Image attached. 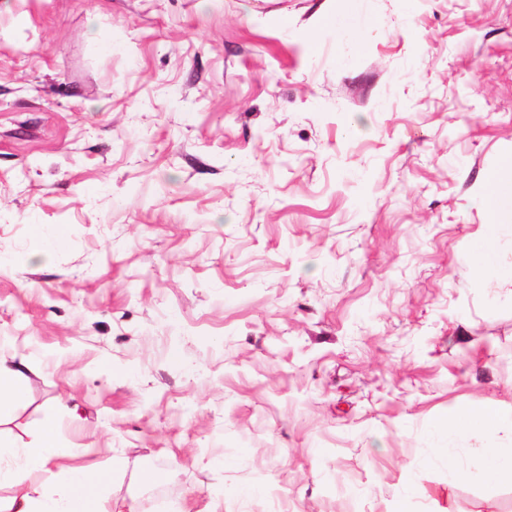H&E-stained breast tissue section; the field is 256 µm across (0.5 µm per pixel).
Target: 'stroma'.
I'll list each match as a JSON object with an SVG mask.
<instances>
[{"label": "stroma", "mask_w": 512, "mask_h": 512, "mask_svg": "<svg viewBox=\"0 0 512 512\" xmlns=\"http://www.w3.org/2000/svg\"><path fill=\"white\" fill-rule=\"evenodd\" d=\"M510 163L512 0H0V434L126 512H512L437 429L512 407ZM509 175L494 173L488 176L489 189L483 195L481 204L489 217L493 229L510 226L512 222V171ZM468 259L485 279H498L505 272L494 230L488 233L470 252ZM22 363H15L0 356V421L9 417L25 394Z\"/></svg>", "instance_id": "1"}]
</instances>
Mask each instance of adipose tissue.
I'll return each mask as SVG.
<instances>
[{
	"mask_svg": "<svg viewBox=\"0 0 512 512\" xmlns=\"http://www.w3.org/2000/svg\"><path fill=\"white\" fill-rule=\"evenodd\" d=\"M489 188L481 204L491 219L493 230L470 252L468 259L478 273L487 279L499 278L505 271L496 228L512 224V174L494 173L488 177ZM25 394L22 364L0 357V420L9 417ZM449 439H457L475 431L512 432V408L501 405H461L442 419ZM57 418L49 416L21 446L0 436V451L16 448L23 464L8 472L6 479L13 492L0 498V512H119L105 496L97 495L103 485L100 473L78 465L80 449L60 448L57 439ZM73 458L74 463L62 470L61 477H49L41 486H31L27 472L47 468L60 456ZM476 478L508 479L512 481V455L503 449L483 447L473 466L448 471L449 483Z\"/></svg>",
	"mask_w": 512,
	"mask_h": 512,
	"instance_id": "obj_1",
	"label": "adipose tissue"
}]
</instances>
